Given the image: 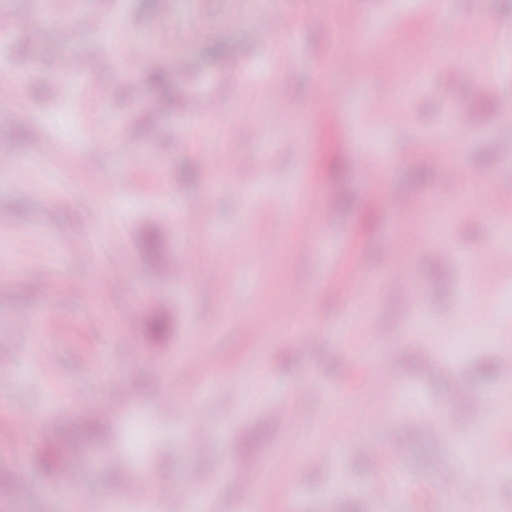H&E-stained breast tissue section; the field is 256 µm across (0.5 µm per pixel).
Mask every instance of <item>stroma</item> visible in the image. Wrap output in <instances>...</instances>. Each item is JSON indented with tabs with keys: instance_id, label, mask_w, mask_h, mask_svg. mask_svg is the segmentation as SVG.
<instances>
[{
	"instance_id": "1",
	"label": "stroma",
	"mask_w": 512,
	"mask_h": 512,
	"mask_svg": "<svg viewBox=\"0 0 512 512\" xmlns=\"http://www.w3.org/2000/svg\"><path fill=\"white\" fill-rule=\"evenodd\" d=\"M43 2L19 30L34 0L0 9V103L23 112L0 125V155L26 170L0 173V512H41L31 484L65 488L60 512H96L138 480L168 489L156 512H181L197 486L210 495L203 512H242L248 480L297 489L257 512H452L457 501L512 512V380L494 369L512 347L500 311L512 264L492 262L512 252V199L499 194L512 119L496 106L512 95V0H402L380 55L347 23L379 0H96L107 30L80 0ZM280 12L288 31L258 42L255 25ZM203 21L223 27L221 42L198 36ZM439 22L456 25L458 44L435 41ZM138 38L151 48L124 72L115 55ZM276 43L293 72L273 70ZM62 54L82 62L66 100ZM321 95L335 111L317 107ZM191 98L224 112L191 126ZM422 131L444 139L443 154ZM367 157L387 166L373 190ZM303 178L314 190L301 198ZM160 179L170 196L155 195ZM104 181L122 213L99 197ZM270 193L285 211L265 206ZM391 197L407 209L389 211ZM239 248L252 260L231 277L163 278ZM450 252L472 262L469 296L441 262ZM270 264L280 275L257 290ZM415 291L430 308L431 366L408 334ZM353 301L373 331L357 350L341 340ZM31 319L36 334L17 338ZM452 322L463 335H449ZM117 387L125 412L88 434ZM288 403L300 420L290 432ZM198 407L212 425L202 451L185 433ZM421 414L453 422L455 438L422 432ZM487 429L489 445L476 439ZM380 443L396 452L381 468L368 457Z\"/></svg>"
}]
</instances>
